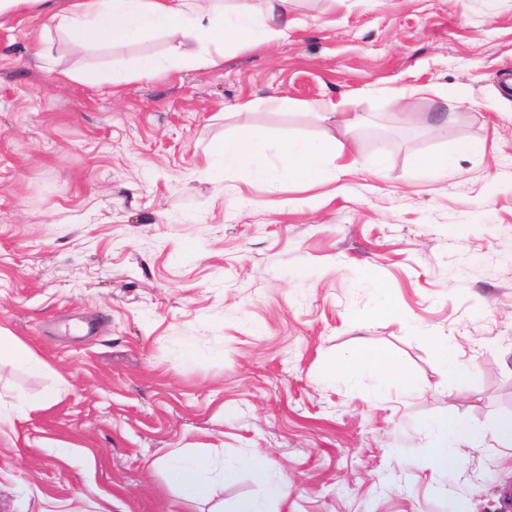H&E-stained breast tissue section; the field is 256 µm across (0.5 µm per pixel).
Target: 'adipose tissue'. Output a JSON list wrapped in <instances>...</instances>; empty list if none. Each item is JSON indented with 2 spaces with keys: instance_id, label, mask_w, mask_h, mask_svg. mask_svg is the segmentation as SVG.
<instances>
[{
  "instance_id": "adipose-tissue-1",
  "label": "adipose tissue",
  "mask_w": 512,
  "mask_h": 512,
  "mask_svg": "<svg viewBox=\"0 0 512 512\" xmlns=\"http://www.w3.org/2000/svg\"><path fill=\"white\" fill-rule=\"evenodd\" d=\"M34 12L45 16L63 36L85 45L130 42L142 36L164 35L168 40L165 60L139 57L133 73L153 77L163 69L205 67L216 64L229 47L261 48L287 38L292 21L288 0H245L228 11L224 0H0V19ZM352 144L327 136L319 139L285 138L268 142L253 128L243 126L225 137L217 152L225 171L243 176L250 186L274 192L278 173L285 170L305 185L336 180L335 161L350 155ZM374 373L373 398L383 397L393 386L411 390L416 378L391 356L357 351L327 365L324 376L355 385L361 372ZM435 435L434 464L445 469L451 463L449 440L477 447L493 439L512 449V420L492 432L464 426L453 417L429 422ZM174 492L193 503L210 494L213 486L232 477V470L215 467L207 458L182 451L162 461Z\"/></svg>"
}]
</instances>
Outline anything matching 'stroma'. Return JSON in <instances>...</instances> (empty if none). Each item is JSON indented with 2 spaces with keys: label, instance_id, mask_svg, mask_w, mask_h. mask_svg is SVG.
Returning a JSON list of instances; mask_svg holds the SVG:
<instances>
[{
  "label": "stroma",
  "instance_id": "stroma-1",
  "mask_svg": "<svg viewBox=\"0 0 512 512\" xmlns=\"http://www.w3.org/2000/svg\"><path fill=\"white\" fill-rule=\"evenodd\" d=\"M288 14L267 48L118 86L111 71L164 55V36L88 47L35 14L0 22V327L45 363L0 360V403L30 402L0 428V512H234L266 500L236 467L251 455L290 482L268 512H502L512 457L456 445L438 469L425 424L512 419V0ZM404 92L447 134L399 122ZM327 100L357 125L321 119ZM242 125L352 139V170L283 172L273 193L213 178L214 144ZM457 139L484 156L416 168ZM444 336L477 374L440 385ZM360 349L416 390L375 401L372 374L325 380ZM179 449L236 476L184 503L157 465Z\"/></svg>",
  "mask_w": 512,
  "mask_h": 512
}]
</instances>
